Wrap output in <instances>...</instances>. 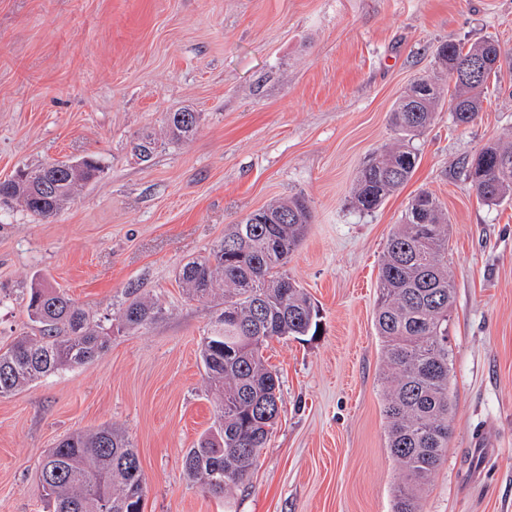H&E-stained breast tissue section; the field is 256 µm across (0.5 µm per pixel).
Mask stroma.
Masks as SVG:
<instances>
[{
    "label": "stroma",
    "mask_w": 512,
    "mask_h": 512,
    "mask_svg": "<svg viewBox=\"0 0 512 512\" xmlns=\"http://www.w3.org/2000/svg\"><path fill=\"white\" fill-rule=\"evenodd\" d=\"M488 37L512 53V0H0V180L54 160L102 168L54 217L0 203V348L31 332L37 280L106 325L133 293L162 309L94 361L0 398V512H44L45 451L103 425L139 452L144 512H392L401 475L373 320L384 246L421 190L453 225L455 299L452 437L420 510L512 512V201L483 204L465 169L512 139V73L469 126L441 108L404 188L369 213L351 204L358 169L394 141L398 97L436 74L437 47ZM178 109L198 115L184 144L165 129ZM294 195L313 222L286 271L322 333L263 347L280 415L248 481L215 496L182 456L217 418L199 360L217 302L189 299L176 273Z\"/></svg>",
    "instance_id": "1"
}]
</instances>
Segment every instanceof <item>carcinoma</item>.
<instances>
[{"mask_svg": "<svg viewBox=\"0 0 512 512\" xmlns=\"http://www.w3.org/2000/svg\"><path fill=\"white\" fill-rule=\"evenodd\" d=\"M437 58L441 71L454 80L450 114L458 126L469 125L482 110L489 78L512 71V55L495 40L467 48L446 43ZM474 59L485 65L476 78L462 73ZM441 98L436 77L422 78L400 95L390 115L396 143L357 172L354 208L371 212L412 179L418 164L413 141L438 117ZM196 125L195 112L166 114L175 142L189 140ZM100 172L92 159L20 168L0 181V199L49 218ZM467 173L483 203L512 199V144L482 147L467 162ZM311 221L302 196L272 204L232 225L208 255L178 272L192 299H205L224 285V310L200 346L205 374L218 393L217 421L183 455L187 476L212 495L247 481L279 415V378L265 363L261 347L274 337L318 334L319 310L283 271ZM451 228L439 198L420 191L388 238L379 265L374 326L382 344L387 448L404 475L393 512H419V491L448 454V314L454 287L445 256ZM26 311L37 334L22 335L0 351V397L93 361L112 335L151 324L162 308L135 298L107 327L91 320L66 292L42 281L31 284ZM38 488L51 512H143L137 449L109 426L72 433L49 450Z\"/></svg>", "mask_w": 512, "mask_h": 512, "instance_id": "cac0c4a2", "label": "carcinoma"}]
</instances>
